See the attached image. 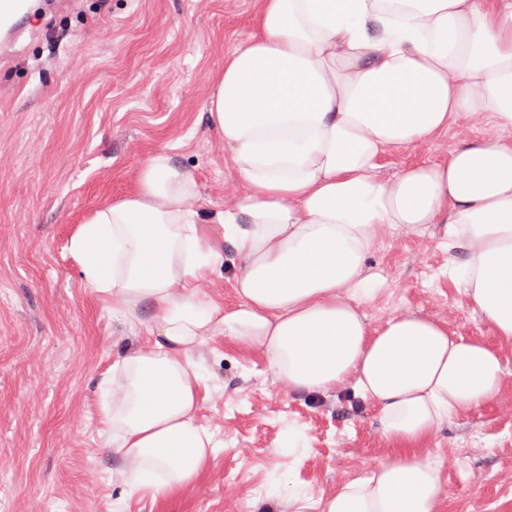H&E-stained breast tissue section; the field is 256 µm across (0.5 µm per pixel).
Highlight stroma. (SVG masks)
I'll list each match as a JSON object with an SVG mask.
<instances>
[{
    "label": "stroma",
    "instance_id": "obj_1",
    "mask_svg": "<svg viewBox=\"0 0 512 512\" xmlns=\"http://www.w3.org/2000/svg\"><path fill=\"white\" fill-rule=\"evenodd\" d=\"M254 0H76L24 18L0 64V512H288L292 482L319 497L368 475L386 453L372 408L350 393L282 387L256 349L208 336L191 359L207 388L197 419L218 446L203 480L171 498L129 493L110 451L98 382L147 344L81 277L69 240L99 206L134 186L158 147L198 183L203 219L240 185L206 116L224 56L252 31ZM388 154L384 175L439 161L470 136ZM436 225L386 228L367 258L378 279L371 327L400 313L486 336L446 273ZM506 394L440 428L431 458L448 475L442 512H512V349ZM300 454H277L289 427Z\"/></svg>",
    "mask_w": 512,
    "mask_h": 512
}]
</instances>
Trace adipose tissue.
Here are the masks:
<instances>
[{"mask_svg":"<svg viewBox=\"0 0 512 512\" xmlns=\"http://www.w3.org/2000/svg\"><path fill=\"white\" fill-rule=\"evenodd\" d=\"M252 25L209 104L243 188L217 215L221 236L162 147L69 241L83 280L150 336L100 381L121 475L162 498L202 480L215 443L196 422L188 353L218 333L260 350L290 391L350 387L374 409L389 452L323 512H441L445 468L423 450L444 423L501 401L512 346V0H255ZM463 119L482 136L381 175L387 154ZM398 224L439 225L448 276L491 341L414 313L368 325L366 259ZM228 247L241 260L230 309L200 291Z\"/></svg>","mask_w":512,"mask_h":512,"instance_id":"obj_1","label":"adipose tissue"}]
</instances>
